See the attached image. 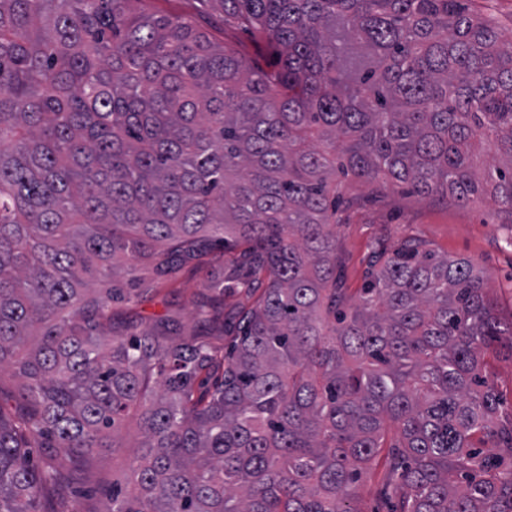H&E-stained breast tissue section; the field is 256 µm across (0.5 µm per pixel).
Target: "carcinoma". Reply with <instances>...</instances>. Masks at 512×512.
Listing matches in <instances>:
<instances>
[{"instance_id": "carcinoma-1", "label": "carcinoma", "mask_w": 512, "mask_h": 512, "mask_svg": "<svg viewBox=\"0 0 512 512\" xmlns=\"http://www.w3.org/2000/svg\"><path fill=\"white\" fill-rule=\"evenodd\" d=\"M145 0H0V512H50L51 462L136 412L109 512H512V412L482 375L512 322L472 262L402 245L351 300L336 175L512 217V44L464 0H198L275 70ZM493 147L479 166L475 140ZM200 326L112 322L122 271L173 280L213 246ZM246 288L252 305L224 314ZM21 381L18 378L5 374L1 384L0 403L5 412L16 414L21 406L19 398ZM383 471L381 466L374 467L367 474L363 475L358 483L356 492L368 507L376 508L386 512L387 503L379 496L381 488Z\"/></svg>"}]
</instances>
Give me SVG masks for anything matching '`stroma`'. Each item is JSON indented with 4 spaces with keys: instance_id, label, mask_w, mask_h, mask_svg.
Listing matches in <instances>:
<instances>
[{
    "instance_id": "1",
    "label": "stroma",
    "mask_w": 512,
    "mask_h": 512,
    "mask_svg": "<svg viewBox=\"0 0 512 512\" xmlns=\"http://www.w3.org/2000/svg\"><path fill=\"white\" fill-rule=\"evenodd\" d=\"M336 194L341 200L336 252L345 287L361 288L380 254L418 241L437 255L471 260L488 282L501 321H512V218L498 203L490 199L468 205L442 198L423 200L404 185L352 178L337 181ZM220 266L215 253L200 265H187L175 281L148 294L139 312L148 320L176 314L186 326H193L194 304L207 293V273ZM121 442L119 449L102 448L87 458L64 448L33 449L36 466L50 460L59 473L57 486L46 494L51 512H106L113 481L124 478L133 439L126 434Z\"/></svg>"
}]
</instances>
